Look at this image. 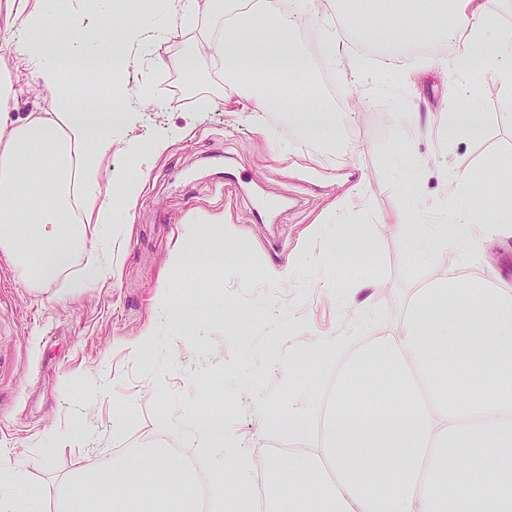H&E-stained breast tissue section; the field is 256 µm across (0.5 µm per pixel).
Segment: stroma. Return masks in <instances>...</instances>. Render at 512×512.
Here are the masks:
<instances>
[{"label": "stroma", "instance_id": "1", "mask_svg": "<svg viewBox=\"0 0 512 512\" xmlns=\"http://www.w3.org/2000/svg\"><path fill=\"white\" fill-rule=\"evenodd\" d=\"M321 2L337 37L376 76L375 85L349 87L341 69L325 61L316 29L292 24L317 87L314 107H344L332 139L306 141L289 115L296 101L286 78L277 81V106L261 114L243 109L238 95L221 99L224 77L212 51H195L194 36L177 38L161 49L164 67L141 57L156 106L134 105L113 138L117 174L137 169L153 136L169 139L146 173L143 194L133 205H115L100 229L112 243L113 272L61 298L58 290L78 277L79 266L34 289L0 255V452L25 461L41 490L24 512H59L60 494L88 450L119 459L157 445L161 434L184 445L209 412L223 415L226 456L270 464L264 444L272 418L304 409L323 420L317 369H341L324 344L351 351L364 341L366 322L397 326L412 290L448 265L443 254L416 260L404 242L407 225L447 223L449 209L474 208L487 196V182L512 183V116L492 68L482 70L467 101L455 103L444 37L430 31L432 50L416 53L385 24L415 15V0L384 7ZM187 61L197 73L191 84L181 80ZM459 109L480 114L482 131L446 142L438 127ZM228 168L248 196L225 194ZM459 175L471 184L461 201L452 194ZM362 177L370 183L366 198L332 213V202ZM255 202L279 206L278 223H252ZM218 215L223 223H215ZM479 215L466 229L478 243L468 269L512 281V232L498 231V210ZM190 223L203 250L249 253L258 268L173 267L170 251ZM340 234L359 264L366 245L377 246L370 270L377 285L362 292L360 311L350 300L352 271L322 256ZM266 264L288 271L270 278ZM161 297L174 310L172 324L157 320ZM105 379L111 394L102 399L96 389ZM46 448L53 451L47 458Z\"/></svg>", "mask_w": 512, "mask_h": 512}]
</instances>
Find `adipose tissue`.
Listing matches in <instances>:
<instances>
[{
    "label": "adipose tissue",
    "mask_w": 512,
    "mask_h": 512,
    "mask_svg": "<svg viewBox=\"0 0 512 512\" xmlns=\"http://www.w3.org/2000/svg\"><path fill=\"white\" fill-rule=\"evenodd\" d=\"M8 23L0 30V251L22 279L39 285L54 282L76 260H83V282L99 281L105 272L96 257L95 225L112 220L115 202H134L144 186V173L114 179L112 132L123 125L122 105L129 92L116 88L114 106L99 112L83 107L78 79H65L68 61L106 60L113 42L128 49L162 47L185 35L196 19L198 0H170L169 22L154 28L142 22L119 30L91 24L82 0H72L61 20L69 57L50 51L42 38L53 14L54 0H0ZM448 14L449 38L459 48L448 62V92L454 100L467 96L483 64H491L505 107H512V27L503 22L512 0H442ZM242 54L229 58L226 73L247 70L254 79L243 95L252 111L267 109L273 96L265 83L269 73H295L302 58L294 49L288 27L269 30L262 22L245 29L238 41ZM37 86L51 109L14 119L18 96ZM37 227L38 248H30L25 225ZM176 266L200 262L213 267L244 269L252 256L203 252L192 229H185L171 251ZM99 459L87 456L75 469L63 501L64 512H104L106 498L90 489L102 469ZM123 480L111 498L132 504L136 512H190L186 497L163 499L165 488L192 482L193 475L174 465L158 448H139L113 463ZM38 488L26 477L23 462L0 454V512H17L19 502L37 499Z\"/></svg>",
    "instance_id": "adipose-tissue-1"
}]
</instances>
